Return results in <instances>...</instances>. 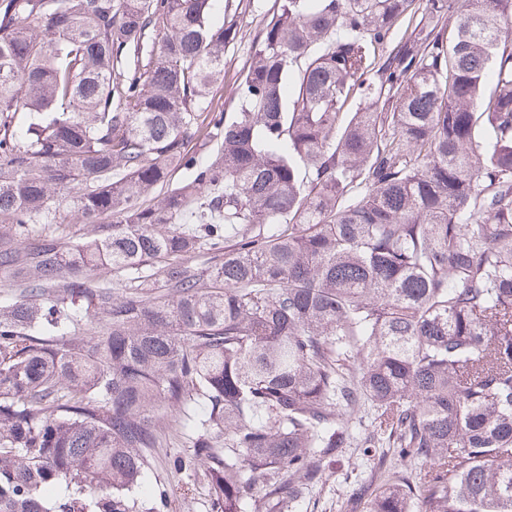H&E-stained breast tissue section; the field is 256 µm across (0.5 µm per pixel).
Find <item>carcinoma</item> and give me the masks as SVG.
<instances>
[{"instance_id":"cac0c4a2","label":"carcinoma","mask_w":512,"mask_h":512,"mask_svg":"<svg viewBox=\"0 0 512 512\" xmlns=\"http://www.w3.org/2000/svg\"><path fill=\"white\" fill-rule=\"evenodd\" d=\"M243 2L0 0V512H512V0ZM275 0H251L250 7L241 14L239 25L242 39L234 48L224 53V83L215 87L212 93V112H233V90L237 80L248 65L253 52L254 41L264 19L272 12ZM177 413L161 407L155 411V426L164 438V448H156L153 452L152 468L135 496L147 500L157 486H164L170 492L168 512H210L207 491L194 483V479L186 472H178L170 468L168 457L175 453H186L184 439L173 432V420ZM373 466L372 457L364 456L362 448H350L345 457L333 462L332 477L303 502L297 512H336L337 501L345 497L349 482L365 478Z\"/></svg>"}]
</instances>
